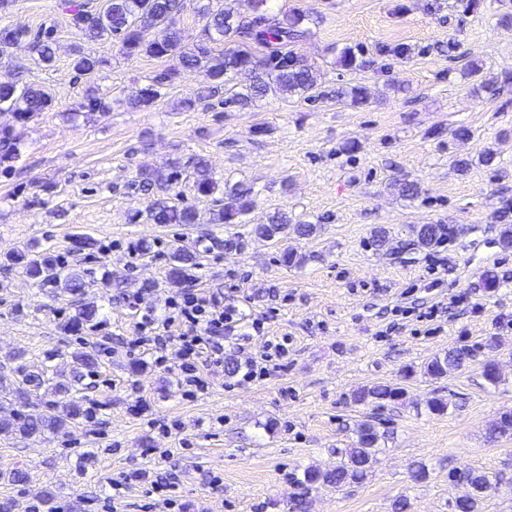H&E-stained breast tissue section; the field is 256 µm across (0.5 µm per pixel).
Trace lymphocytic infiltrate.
<instances>
[{
  "mask_svg": "<svg viewBox=\"0 0 512 512\" xmlns=\"http://www.w3.org/2000/svg\"><path fill=\"white\" fill-rule=\"evenodd\" d=\"M136 326L152 345L154 364L172 366L178 389L188 397L208 390L205 367L222 361L225 341L245 327L265 330L262 319L226 303L223 292L202 289L177 291L165 301L163 315L142 314Z\"/></svg>",
  "mask_w": 512,
  "mask_h": 512,
  "instance_id": "1",
  "label": "lymphocytic infiltrate"
}]
</instances>
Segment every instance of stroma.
I'll return each instance as SVG.
<instances>
[{
  "instance_id": "obj_1",
  "label": "stroma",
  "mask_w": 512,
  "mask_h": 512,
  "mask_svg": "<svg viewBox=\"0 0 512 512\" xmlns=\"http://www.w3.org/2000/svg\"><path fill=\"white\" fill-rule=\"evenodd\" d=\"M298 9L308 33L294 51L320 76L323 96L309 102L269 93L249 106L227 103V89L186 108L209 81L180 71L148 107L128 98L164 61L119 55L111 41L83 37L61 0H14L0 26L37 31L54 25L55 61L46 66L26 43L0 63V82L46 88L52 109L17 126L0 112V126L18 127L17 159L0 163V367L48 364L70 377L73 355L110 341L78 401L84 415L36 437L0 434V507L6 512H145L150 482L176 479L185 512H453L467 493L449 482L454 469L497 477L480 512H512V439H493L489 426L512 412V247L499 243V212L512 204V84L490 94L485 81L512 74V0H267L268 15ZM399 45L407 56H393ZM102 59L95 85L106 112H76L85 78L72 50ZM356 69L341 66L343 50ZM361 86L369 104L336 103L339 87ZM493 151L492 165L481 155ZM205 158L225 188L250 186L254 209L240 224L217 223L209 200L188 181L177 185L196 207L195 224L143 219L152 195L143 174L169 173ZM467 160L466 171L455 163ZM419 186L402 197L401 179ZM315 234L273 243L255 225L274 212ZM448 224L443 246L422 249L408 229ZM387 227L389 250L371 245ZM93 246L78 249V237ZM148 243L150 256L139 255ZM66 256L84 269L85 297L39 286L14 253L30 247ZM195 256L189 277L167 276L174 248ZM290 250L299 261L284 265ZM230 290L233 302L268 316L265 335L251 336L260 353L266 336L287 337L280 368L241 387L227 362L208 373L210 387L182 395L173 376L148 354L127 352L137 312L158 308L179 288ZM462 297L460 316L400 318L423 293ZM98 306V327L72 319L82 300ZM456 345L474 359L447 377L420 373L433 356ZM499 366L489 385L484 362ZM413 377H406L407 367ZM376 384L405 387L403 401L354 405V391ZM443 398L447 413H430ZM150 404L152 418L128 407ZM370 420L388 438L362 483L303 487L295 476L326 467L335 449ZM425 467L427 477L412 472ZM21 480H14V473Z\"/></svg>"
}]
</instances>
